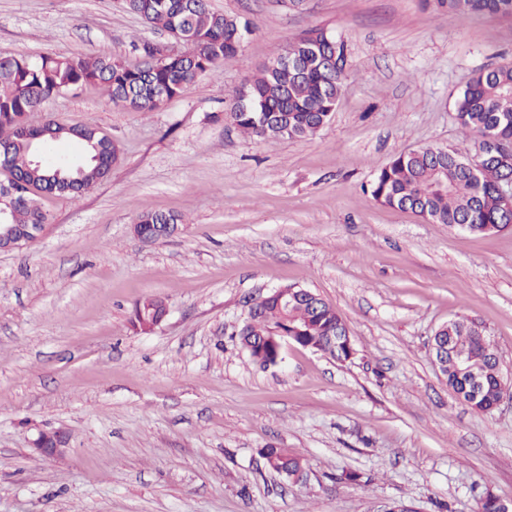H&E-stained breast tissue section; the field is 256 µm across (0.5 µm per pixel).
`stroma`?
<instances>
[{
  "instance_id": "stroma-1",
  "label": "stroma",
  "mask_w": 512,
  "mask_h": 512,
  "mask_svg": "<svg viewBox=\"0 0 512 512\" xmlns=\"http://www.w3.org/2000/svg\"><path fill=\"white\" fill-rule=\"evenodd\" d=\"M254 30L236 59L152 112L98 86L47 99L32 123H90L120 162L82 193L43 198L37 239L0 251V512H475L512 507V230L472 234L379 204L378 171L417 147L472 149L453 102L512 63V18L425 0H210ZM343 40L347 89L315 137L274 144L225 114L233 91L312 30ZM184 52L121 0H0V54L140 59ZM182 217L145 243V210ZM311 289L347 323V361L288 342L267 368L236 332L251 299ZM165 301L152 331L134 322ZM481 322L507 392L479 412L439 374L432 338ZM60 429L58 458L31 449ZM301 455L308 480L261 448ZM354 470L365 486L341 482ZM166 314V304L160 298H146L135 308V322L142 331H151ZM267 468L288 479L292 484H304L307 479L306 462L300 455L287 448L274 445L262 448Z\"/></svg>"
}]
</instances>
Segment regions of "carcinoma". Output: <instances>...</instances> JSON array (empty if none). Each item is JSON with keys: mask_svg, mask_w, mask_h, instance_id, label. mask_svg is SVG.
I'll return each instance as SVG.
<instances>
[{"mask_svg": "<svg viewBox=\"0 0 512 512\" xmlns=\"http://www.w3.org/2000/svg\"><path fill=\"white\" fill-rule=\"evenodd\" d=\"M438 9L461 15L489 13L512 17V0H428ZM123 7L148 25L160 28L190 47L165 61L144 46L145 59L128 62L119 58H68L42 55L37 59L0 55V150L6 166L0 167L11 191L0 195V207L10 212L13 224H44L39 205L44 194L65 195L87 189L104 180L120 160V149L92 124L63 125L51 121L32 125L28 116L40 111L50 97L100 85L115 103L136 112H153L179 96L201 76L223 69L240 51L239 39L252 23L211 9L209 0H123ZM288 53L311 59L303 72L293 68H262L253 79L237 88L227 113L241 132L266 143L282 139H308L329 122L346 88L348 72L329 71L317 62L324 53L338 54L347 62L344 41L322 30H312L288 43ZM454 118L465 138L473 139L476 152L494 144L512 145V64L476 71L453 103ZM64 140L76 142L80 167L36 165V146L48 151ZM501 173L497 165H478L476 158L459 148L425 147L396 155L380 169L372 186L382 205L416 209L424 219L450 228L484 233L496 224H512L499 194ZM135 223L178 224L174 215L146 210ZM166 314L160 298L136 305L135 322L150 331ZM346 322L324 298L315 302L294 294L288 304L268 293L237 333L252 357L274 362L267 338L274 334L298 337L301 345L335 350L346 360L351 350L341 340L336 347L327 337L344 329ZM437 348L448 346L439 358V369L465 402L479 411L501 395L502 377L497 350L485 327L467 317L448 321V330L435 337ZM468 360V375L459 374L456 359ZM267 468L298 485L306 482V462L287 448L262 449Z\"/></svg>", "mask_w": 512, "mask_h": 512, "instance_id": "carcinoma-1", "label": "carcinoma"}]
</instances>
